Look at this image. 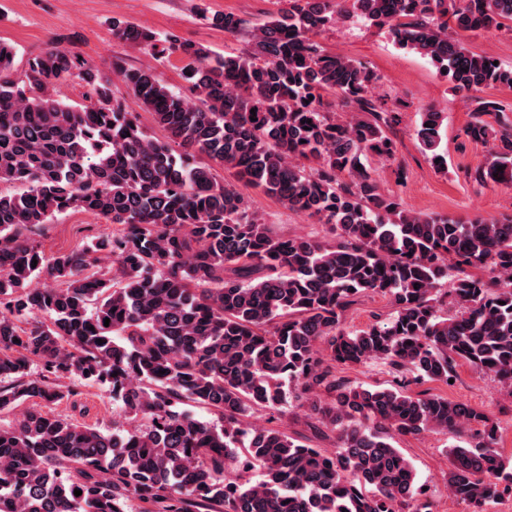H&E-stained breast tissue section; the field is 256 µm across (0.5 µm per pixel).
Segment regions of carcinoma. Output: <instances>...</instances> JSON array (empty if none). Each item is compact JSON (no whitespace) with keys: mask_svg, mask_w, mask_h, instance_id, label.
<instances>
[{"mask_svg":"<svg viewBox=\"0 0 512 512\" xmlns=\"http://www.w3.org/2000/svg\"><path fill=\"white\" fill-rule=\"evenodd\" d=\"M341 18L386 30L471 97L463 133L492 150L475 179L512 182V108L477 96L512 90V68L459 38L511 29L512 0H286L261 22L214 13L212 26L249 39L218 58L115 18L114 37L163 43L191 84L188 98L152 67L112 62L164 140L76 52L54 46L16 77L0 43V183L12 187L0 190V413L24 407L0 426V512H428L392 440L436 428L470 432L448 451V488L467 512L512 494L484 412L336 378L338 365L380 361L446 382L463 360L512 389V215L410 214L381 190L368 161L394 156L398 104L371 95L373 70L314 40ZM67 77L91 87L86 103L56 97ZM443 121L428 108L415 129L441 166ZM238 183L317 219L328 238L272 234ZM70 209L112 234L48 258L29 233ZM43 274L57 285L30 287ZM369 293L389 296L393 316L347 330L345 311ZM443 294L454 313H442ZM62 373L106 389L121 427L43 411L67 397ZM291 398L336 433L333 452L248 424ZM229 461L260 479L228 477Z\"/></svg>","mask_w":512,"mask_h":512,"instance_id":"cac0c4a2","label":"carcinoma"}]
</instances>
